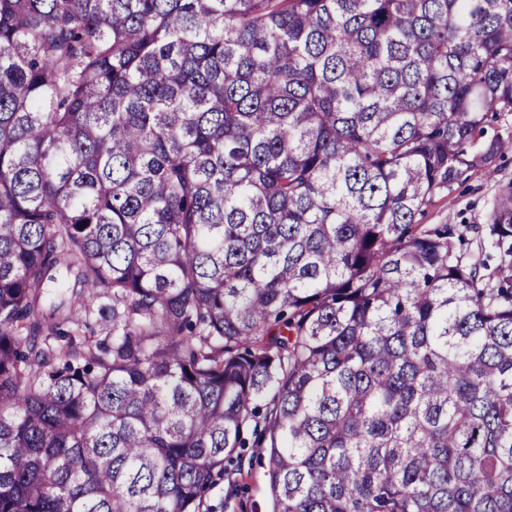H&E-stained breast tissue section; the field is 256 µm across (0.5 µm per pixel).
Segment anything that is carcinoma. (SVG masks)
<instances>
[{
  "instance_id": "1",
  "label": "carcinoma",
  "mask_w": 512,
  "mask_h": 512,
  "mask_svg": "<svg viewBox=\"0 0 512 512\" xmlns=\"http://www.w3.org/2000/svg\"><path fill=\"white\" fill-rule=\"evenodd\" d=\"M509 113L512 0H0V512H512ZM510 181L512 151L498 160L497 167L490 174H474L463 184L455 185L448 197L436 195L427 213L417 219L420 224H456L461 230L467 225L485 224L484 216L499 187ZM58 282H64L68 287L67 290L61 291L59 288H56V284L52 282H48L46 288H44V306L43 312L49 313V304L57 303L60 300H68L71 295V288L73 286V274H67L66 272H60L57 277ZM259 448H245L241 467L228 466L224 479L207 494L204 512H267L269 490L267 485L266 460L260 461ZM231 485L241 488L240 496L228 499Z\"/></svg>"
}]
</instances>
